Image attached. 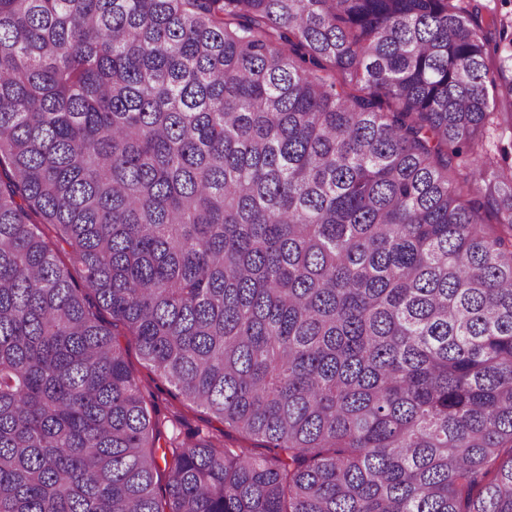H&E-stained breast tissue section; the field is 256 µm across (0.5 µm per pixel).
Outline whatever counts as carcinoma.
I'll use <instances>...</instances> for the list:
<instances>
[{
  "mask_svg": "<svg viewBox=\"0 0 512 512\" xmlns=\"http://www.w3.org/2000/svg\"><path fill=\"white\" fill-rule=\"evenodd\" d=\"M0 512H512V14L0 0ZM122 347L126 350V360L135 379L143 390L151 394L162 412L177 408L185 416L182 433L187 438H195L197 431L223 428L224 442L229 448H258V442L237 432L224 428L219 421L211 418L203 409L181 401L172 394L167 382L159 376L153 367L145 363L139 354L135 341L130 337H121Z\"/></svg>",
  "mask_w": 512,
  "mask_h": 512,
  "instance_id": "carcinoma-1",
  "label": "carcinoma"
}]
</instances>
